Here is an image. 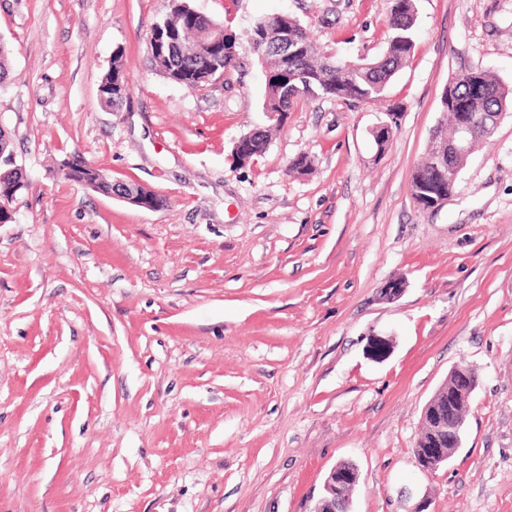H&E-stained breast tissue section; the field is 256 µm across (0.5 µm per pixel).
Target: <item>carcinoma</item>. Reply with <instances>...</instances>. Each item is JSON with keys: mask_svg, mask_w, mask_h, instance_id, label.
<instances>
[{"mask_svg": "<svg viewBox=\"0 0 512 512\" xmlns=\"http://www.w3.org/2000/svg\"><path fill=\"white\" fill-rule=\"evenodd\" d=\"M387 20L388 37L382 54L374 59L348 61L324 49L310 32L296 19L283 16H263L254 20L249 43L258 51L266 26L288 29L300 39L303 48L288 57V76L267 80L263 109L270 119L280 123L298 103L315 98H335L352 103H373L381 100L393 77L405 65L415 47L413 27L416 20L415 0H391ZM222 36L224 64L215 65L216 58L207 49L203 34ZM154 37L167 35L178 40L172 52L150 55L154 69L181 85L199 87L210 83L216 72L237 60L239 41L236 33L224 24L202 14L185 2L178 0L171 14L153 24ZM103 95L101 103L117 109L127 101V82L123 54L118 52L101 78ZM441 112L446 123L436 129L424 161L414 169L411 177L412 195L420 204H427L438 194L453 189L452 170L462 169L470 151L496 132L493 125H477L470 135L469 152L450 156L449 166H435L430 157L448 151V144L457 134L459 113L478 116L485 112H506L512 108V98L499 79L477 62L468 68V74L448 79L440 99ZM272 127L255 128L244 134L233 153L239 166L252 162L261 155L271 140ZM25 185L12 177L0 179V200L13 203Z\"/></svg>", "mask_w": 512, "mask_h": 512, "instance_id": "1", "label": "carcinoma"}]
</instances>
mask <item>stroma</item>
Listing matches in <instances>:
<instances>
[{
	"label": "stroma",
	"instance_id": "1",
	"mask_svg": "<svg viewBox=\"0 0 512 512\" xmlns=\"http://www.w3.org/2000/svg\"><path fill=\"white\" fill-rule=\"evenodd\" d=\"M188 2L240 40L197 89L150 61L174 0H0V125L28 180L0 224V512H311L340 462L351 512H512V111L445 206L410 190L452 74L479 62L512 90V0H416L384 102H301L246 167L236 140L269 122L253 20L292 16L356 61L383 52L391 0ZM76 152L166 205L66 179ZM462 362V446L423 473L422 412ZM99 85L103 86V95L99 97L105 107L117 109L127 101V82L121 52L113 56L112 64L102 76ZM140 188H142L140 185L134 183L112 181V191L110 192V197H116L118 199H121L137 208L151 211L155 210L154 199L148 198L145 195L141 194L139 192ZM142 189L148 194H152L153 196H155L160 207L164 205L165 200L163 197L146 188Z\"/></svg>",
	"mask_w": 512,
	"mask_h": 512
}]
</instances>
